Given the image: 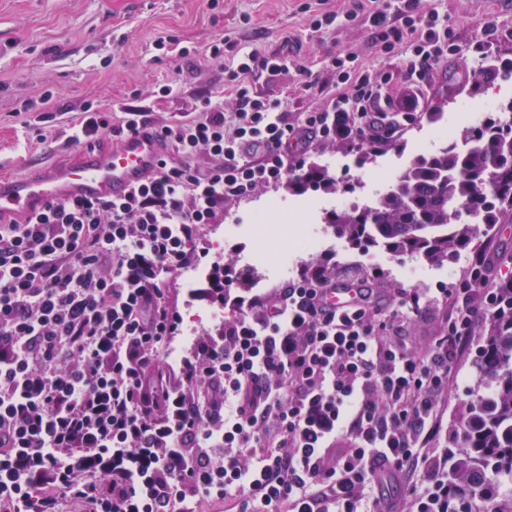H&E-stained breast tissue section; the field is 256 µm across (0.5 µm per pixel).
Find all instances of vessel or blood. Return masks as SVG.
<instances>
[{
	"mask_svg": "<svg viewBox=\"0 0 512 512\" xmlns=\"http://www.w3.org/2000/svg\"><path fill=\"white\" fill-rule=\"evenodd\" d=\"M163 154L161 142L147 129L125 132L109 149L84 147L77 163L1 184L0 222L32 215L53 199L121 200L157 169ZM360 296L359 285L341 284L326 303L340 310Z\"/></svg>",
	"mask_w": 512,
	"mask_h": 512,
	"instance_id": "vessel-or-blood-1",
	"label": "vessel or blood"
}]
</instances>
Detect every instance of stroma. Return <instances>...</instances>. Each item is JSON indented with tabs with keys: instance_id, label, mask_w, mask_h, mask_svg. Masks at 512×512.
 I'll use <instances>...</instances> for the list:
<instances>
[{
	"instance_id": "obj_1",
	"label": "stroma",
	"mask_w": 512,
	"mask_h": 512,
	"mask_svg": "<svg viewBox=\"0 0 512 512\" xmlns=\"http://www.w3.org/2000/svg\"><path fill=\"white\" fill-rule=\"evenodd\" d=\"M305 0H0V182L76 162L79 143L74 127L86 106L102 112H121L133 106L159 128L193 117L202 98L221 101L225 111L235 103L224 90L231 56L206 57L219 38L236 42L242 51L270 54L288 50L287 69L264 74L256 88L266 99L283 103L289 120L325 108L336 87L307 88L309 74L325 72L328 56L349 50L364 67H384L373 31L364 19L334 29L313 31ZM438 6L447 12L454 38L463 46L478 39L485 20L497 21L500 38L494 56L512 59V0H420L421 8ZM174 36L188 56L156 50L162 36ZM478 58L449 59L433 71L424 108L403 135L368 153L353 146L325 142L301 155L303 167L326 168L329 175L353 183L357 192L369 190L370 175L394 177L416 157L437 146L439 126L459 130L469 121L472 107L491 109L512 100V78H496L481 90L473 88ZM172 85L169 94L162 85ZM344 193L289 192L286 186L262 187L248 199L225 206L214 224L206 226L199 250V267L209 270L223 260L249 272L251 288L280 285L298 269L329 259L354 262L372 275L382 299L393 289L437 288L454 282L470 256L430 263L385 253L379 247L352 249L327 228V211L341 206ZM280 217L278 253L269 261L251 263L259 236L257 210ZM475 250L492 261L491 282L512 276V214L501 223L480 225ZM176 275V301L183 319L179 350L193 336L217 328L208 317L213 306L194 299V289ZM477 341L459 356L455 372L459 386L448 396V414L456 416L477 389Z\"/></svg>"
}]
</instances>
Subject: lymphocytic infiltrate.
I'll return each instance as SVG.
<instances>
[{"label": "lymphocytic infiltrate", "mask_w": 512, "mask_h": 512, "mask_svg": "<svg viewBox=\"0 0 512 512\" xmlns=\"http://www.w3.org/2000/svg\"><path fill=\"white\" fill-rule=\"evenodd\" d=\"M367 21L408 83L390 110L387 69L329 56L339 93L290 123L258 95L288 56L248 52L226 73L237 108L204 98L157 129L175 152L124 199L58 200L0 224V512H448V395L454 364L492 305L490 259L450 287L398 288L380 314L365 300L325 310L335 265L247 296L227 275L198 296L234 304L175 363L171 278L198 264L225 204L296 176V149L343 139L389 143L424 105L430 72L462 55L438 9L373 0ZM136 108L85 110L75 141L147 127ZM211 159L195 167L198 153ZM443 330L423 349L408 321L434 305Z\"/></svg>", "instance_id": "1"}]
</instances>
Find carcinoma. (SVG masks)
<instances>
[{"mask_svg":"<svg viewBox=\"0 0 512 512\" xmlns=\"http://www.w3.org/2000/svg\"><path fill=\"white\" fill-rule=\"evenodd\" d=\"M512 74V59H487L473 73L480 86ZM512 102L456 133L464 152L439 147L402 169L373 205L333 209L325 223L339 238L360 247L377 245L393 255L438 263L472 248L479 225L462 212L499 223L512 211ZM347 192L328 173L311 167L288 189ZM495 311L484 322L476 365L484 390L464 405L460 427L448 443V512H512V278L496 287Z\"/></svg>","mask_w":512,"mask_h":512,"instance_id":"carcinoma-1","label":"carcinoma"}]
</instances>
